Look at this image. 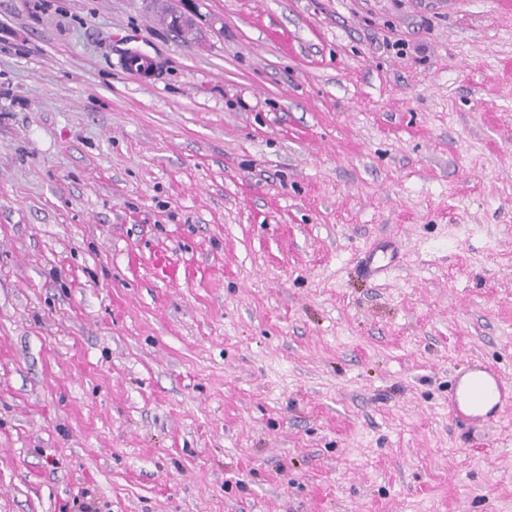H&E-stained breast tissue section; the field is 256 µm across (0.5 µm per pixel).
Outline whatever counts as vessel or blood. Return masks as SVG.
I'll list each match as a JSON object with an SVG mask.
<instances>
[{"label":"vessel or blood","instance_id":"obj_1","mask_svg":"<svg viewBox=\"0 0 512 512\" xmlns=\"http://www.w3.org/2000/svg\"><path fill=\"white\" fill-rule=\"evenodd\" d=\"M512 407V381L497 369L470 362L448 387V413L457 422H494Z\"/></svg>","mask_w":512,"mask_h":512}]
</instances>
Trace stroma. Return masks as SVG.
<instances>
[{"instance_id":"obj_1","label":"stroma","mask_w":512,"mask_h":512,"mask_svg":"<svg viewBox=\"0 0 512 512\" xmlns=\"http://www.w3.org/2000/svg\"><path fill=\"white\" fill-rule=\"evenodd\" d=\"M471 360L512 379V0H0V512H512ZM485 405L489 409L479 413ZM511 406V381L483 362L471 361L448 387V413L457 422L492 423Z\"/></svg>"}]
</instances>
